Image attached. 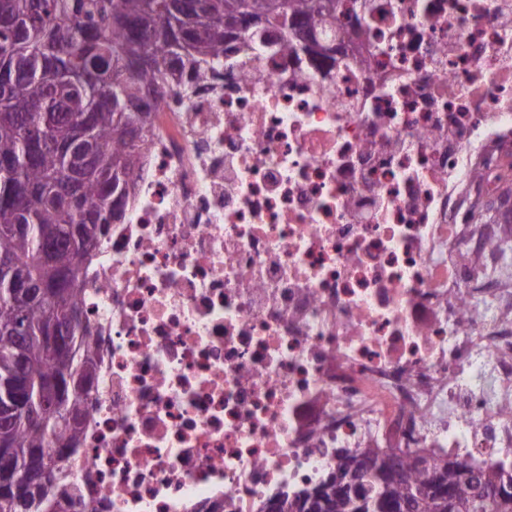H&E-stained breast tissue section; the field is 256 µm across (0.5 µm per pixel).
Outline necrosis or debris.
Instances as JSON below:
<instances>
[{"mask_svg": "<svg viewBox=\"0 0 512 512\" xmlns=\"http://www.w3.org/2000/svg\"><path fill=\"white\" fill-rule=\"evenodd\" d=\"M152 114L85 266L87 512H271L339 455L512 459V0H372Z\"/></svg>", "mask_w": 512, "mask_h": 512, "instance_id": "4bbe7bcc", "label": "necrosis or debris"}]
</instances>
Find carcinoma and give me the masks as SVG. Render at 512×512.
<instances>
[{
    "label": "carcinoma",
    "mask_w": 512,
    "mask_h": 512,
    "mask_svg": "<svg viewBox=\"0 0 512 512\" xmlns=\"http://www.w3.org/2000/svg\"><path fill=\"white\" fill-rule=\"evenodd\" d=\"M0 0V401L13 395L16 341L26 394L0 444V512H70L64 458L76 451L83 395L95 379L85 328L84 261L120 209L149 132L150 103L224 64V44L263 24L283 48L365 19L358 0ZM71 328L65 348L40 341L46 320ZM373 466L361 467V458ZM475 474L472 489L464 473ZM512 468L369 448L298 495L294 512H512Z\"/></svg>",
    "instance_id": "cac0c4a2"
}]
</instances>
